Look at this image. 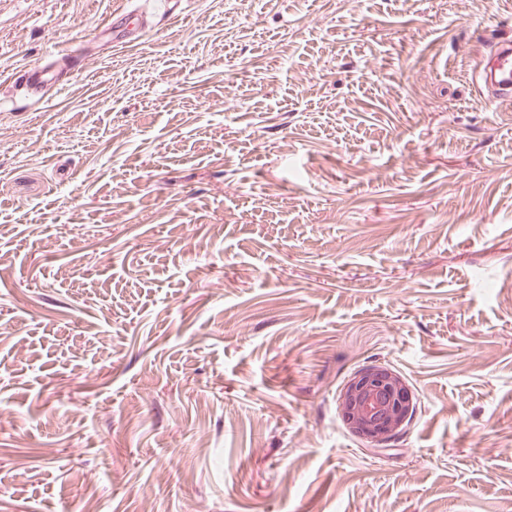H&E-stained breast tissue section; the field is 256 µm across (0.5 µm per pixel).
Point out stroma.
Returning a JSON list of instances; mask_svg holds the SVG:
<instances>
[{
	"mask_svg": "<svg viewBox=\"0 0 512 512\" xmlns=\"http://www.w3.org/2000/svg\"><path fill=\"white\" fill-rule=\"evenodd\" d=\"M508 36L512 0H0V512H512V101L471 81ZM372 363L417 400L376 450ZM148 29L135 10L113 12L96 27L91 41L97 42L105 36L111 40L110 48L136 49L142 44ZM62 71L63 68H56L54 64H37L20 71V76L34 92H40L47 87L64 86L67 80L62 79ZM341 419L368 448H382L402 435L415 411V397L389 366L372 364L352 376L338 396Z\"/></svg>",
	"mask_w": 512,
	"mask_h": 512,
	"instance_id": "1",
	"label": "stroma"
}]
</instances>
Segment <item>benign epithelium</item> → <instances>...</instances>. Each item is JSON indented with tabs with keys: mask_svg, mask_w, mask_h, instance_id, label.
<instances>
[{
	"mask_svg": "<svg viewBox=\"0 0 512 512\" xmlns=\"http://www.w3.org/2000/svg\"><path fill=\"white\" fill-rule=\"evenodd\" d=\"M341 419L368 448H382L402 435L415 411V397L392 368L372 364L352 376L338 396Z\"/></svg>",
	"mask_w": 512,
	"mask_h": 512,
	"instance_id": "7a95c632",
	"label": "benign epithelium"
}]
</instances>
